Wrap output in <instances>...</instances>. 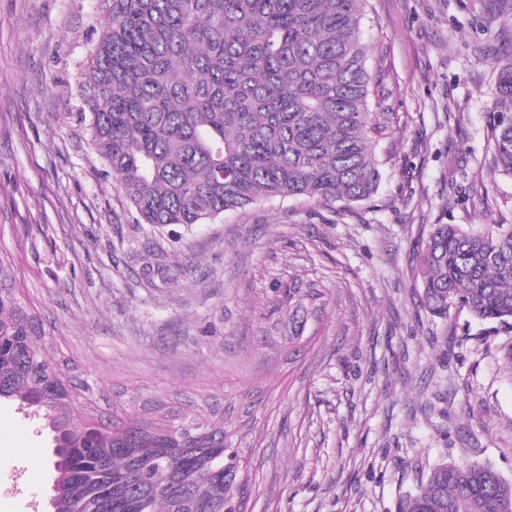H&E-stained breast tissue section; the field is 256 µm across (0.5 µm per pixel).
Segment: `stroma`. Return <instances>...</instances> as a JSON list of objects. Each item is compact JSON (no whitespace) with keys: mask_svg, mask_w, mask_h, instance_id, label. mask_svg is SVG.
<instances>
[{"mask_svg":"<svg viewBox=\"0 0 512 512\" xmlns=\"http://www.w3.org/2000/svg\"><path fill=\"white\" fill-rule=\"evenodd\" d=\"M99 0H0V259L93 406L187 418L224 402L231 512H398L441 463L512 481V327L421 304L433 225L512 224L489 114L504 0H368L371 107L393 113L377 194L136 223L73 120ZM51 434L0 399V512H49Z\"/></svg>","mask_w":512,"mask_h":512,"instance_id":"1","label":"stroma"}]
</instances>
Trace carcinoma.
Listing matches in <instances>:
<instances>
[{
    "label": "carcinoma",
    "mask_w": 512,
    "mask_h": 512,
    "mask_svg": "<svg viewBox=\"0 0 512 512\" xmlns=\"http://www.w3.org/2000/svg\"><path fill=\"white\" fill-rule=\"evenodd\" d=\"M109 20L81 74L76 113L136 223L208 224L277 198L370 199L393 116L369 106L365 0H101ZM490 113L494 161L512 175V59ZM421 303L446 319L512 321V224H434L419 258ZM44 328L0 284V398L53 433L52 512H225L237 431L224 416L74 423L93 394L48 353ZM399 512H512V482L483 463L441 464Z\"/></svg>",
    "instance_id": "cac0c4a2"
}]
</instances>
